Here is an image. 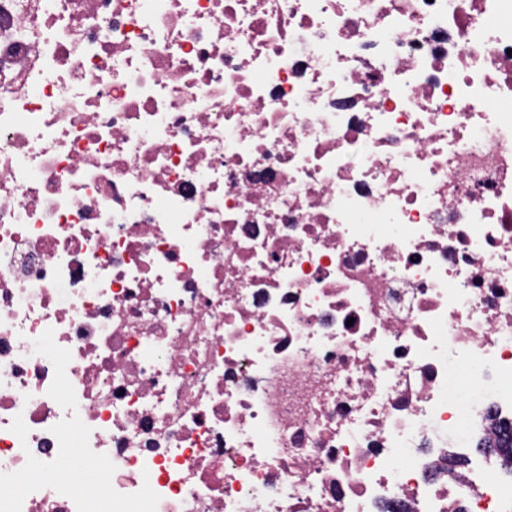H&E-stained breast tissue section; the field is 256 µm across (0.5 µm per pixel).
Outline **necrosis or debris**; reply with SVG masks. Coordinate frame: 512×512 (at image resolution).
<instances>
[{
  "label": "necrosis or debris",
  "mask_w": 512,
  "mask_h": 512,
  "mask_svg": "<svg viewBox=\"0 0 512 512\" xmlns=\"http://www.w3.org/2000/svg\"><path fill=\"white\" fill-rule=\"evenodd\" d=\"M510 446L512 0H0V512H512Z\"/></svg>",
  "instance_id": "4bbe7bcc"
}]
</instances>
